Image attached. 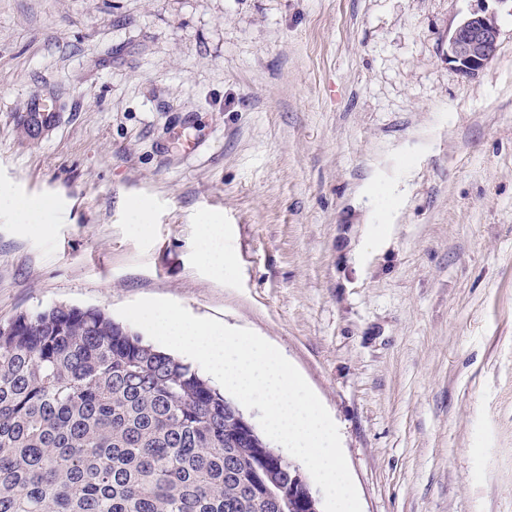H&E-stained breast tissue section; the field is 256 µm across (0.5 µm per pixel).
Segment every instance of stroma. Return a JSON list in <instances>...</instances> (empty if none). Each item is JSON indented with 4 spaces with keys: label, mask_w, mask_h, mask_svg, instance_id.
I'll list each match as a JSON object with an SVG mask.
<instances>
[{
    "label": "stroma",
    "mask_w": 512,
    "mask_h": 512,
    "mask_svg": "<svg viewBox=\"0 0 512 512\" xmlns=\"http://www.w3.org/2000/svg\"><path fill=\"white\" fill-rule=\"evenodd\" d=\"M0 185L52 203L0 210V321L175 300L299 370L362 512H512V0H0ZM500 34L495 11L473 10L448 38V63L460 74L475 75L496 56ZM47 202L17 197L8 186H0V209H8L18 224H43ZM198 225V257L214 276L222 278L229 264L224 255V244H221L224 226L211 219H205Z\"/></svg>",
    "instance_id": "stroma-1"
}]
</instances>
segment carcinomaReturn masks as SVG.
Returning a JSON list of instances; mask_svg holds the SVG:
<instances>
[{
    "label": "carcinoma",
    "instance_id": "1",
    "mask_svg": "<svg viewBox=\"0 0 512 512\" xmlns=\"http://www.w3.org/2000/svg\"><path fill=\"white\" fill-rule=\"evenodd\" d=\"M224 400L102 309L0 321V512H304Z\"/></svg>",
    "mask_w": 512,
    "mask_h": 512
}]
</instances>
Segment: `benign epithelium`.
Returning a JSON list of instances; mask_svg holds the SVG:
<instances>
[{
  "label": "benign epithelium",
  "instance_id": "benign-epithelium-1",
  "mask_svg": "<svg viewBox=\"0 0 512 512\" xmlns=\"http://www.w3.org/2000/svg\"><path fill=\"white\" fill-rule=\"evenodd\" d=\"M500 34L496 12L486 8L472 11L448 38V64L466 76L478 73L496 56Z\"/></svg>",
  "mask_w": 512,
  "mask_h": 512
}]
</instances>
